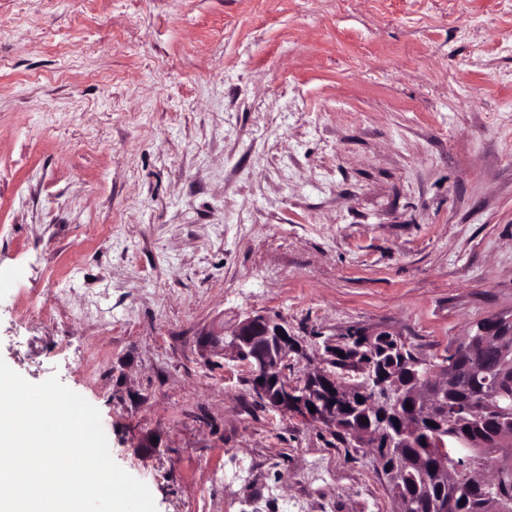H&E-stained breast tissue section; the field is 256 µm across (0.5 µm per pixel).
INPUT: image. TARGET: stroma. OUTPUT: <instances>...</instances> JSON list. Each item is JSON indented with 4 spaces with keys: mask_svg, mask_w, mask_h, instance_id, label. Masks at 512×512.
Masks as SVG:
<instances>
[{
    "mask_svg": "<svg viewBox=\"0 0 512 512\" xmlns=\"http://www.w3.org/2000/svg\"><path fill=\"white\" fill-rule=\"evenodd\" d=\"M426 359L512 314V0H0V358L157 512H397L205 333Z\"/></svg>",
    "mask_w": 512,
    "mask_h": 512,
    "instance_id": "35a3bbf8",
    "label": "stroma"
}]
</instances>
